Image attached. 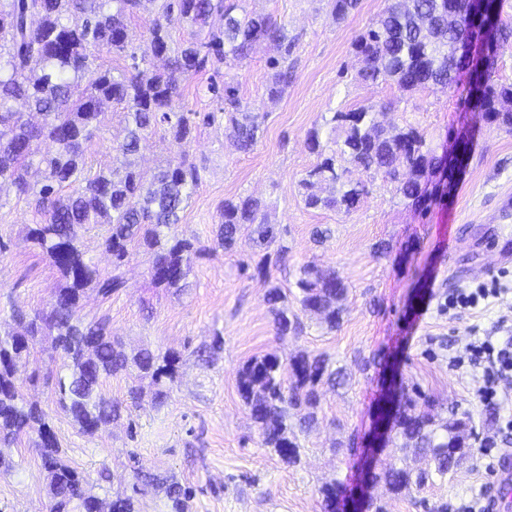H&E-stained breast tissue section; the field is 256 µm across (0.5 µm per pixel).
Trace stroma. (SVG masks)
<instances>
[{
	"mask_svg": "<svg viewBox=\"0 0 512 512\" xmlns=\"http://www.w3.org/2000/svg\"><path fill=\"white\" fill-rule=\"evenodd\" d=\"M389 0H359L336 19L331 0H245L247 9L271 14L293 42V80L269 99L271 63L279 50L261 43L233 69L208 66L184 84L182 111L197 125L190 157L205 172L173 234L201 246L186 288L154 285L148 257L131 249L122 267L123 288L104 297L87 289L80 315L106 321L127 354L180 355L168 398L154 403L151 378L136 369L105 380L104 397L121 403V416L94 433L81 432L58 404L60 361L52 339L39 337L16 368L27 402L42 408L64 462L88 477L102 505L133 496L136 512H172L163 481L190 491L185 512H325L321 489L336 483L352 490L361 480L362 454L370 442L372 409L384 379L398 367L407 391H420L440 418L467 419L469 442L479 448L484 434L512 419V388L499 405L472 401L480 369L451 367L474 336L499 335L500 320H512V262L503 263L509 292L488 307L461 313L445 304L449 292L489 279L512 223L498 210L512 198V131L494 123L478 126L472 152L455 182L443 168L422 180L426 204L413 206L381 179L350 211L309 209L300 182L316 163L308 148L313 129L329 131L334 113L374 106L383 125L418 128L439 160L448 156V133L464 125V89L428 88L400 93L387 84L359 83L355 40L388 6ZM234 83L247 107L265 116L263 133L251 152L230 145L222 103L207 91L210 80ZM215 122H206L208 113ZM253 196L266 205L278 232L275 243L253 248L240 236L232 250L215 246L221 209L228 199ZM34 221L25 200L0 195V329L12 326V308L47 309L61 275L27 237ZM333 270L346 286L338 327L302 310L296 282L303 268ZM279 286L283 306L297 314L298 335L279 340L267 301ZM209 348L199 358L200 348ZM307 352L324 356L346 382L320 386L312 427L299 434L300 460L284 464L266 448L238 387L239 372L251 359L274 353L282 359ZM35 433L21 435L1 450L13 461L0 472V512H47L48 476ZM494 473L478 456L448 478L419 492L395 497L384 487L371 496L387 512H425V503L448 504L490 496Z\"/></svg>",
	"mask_w": 512,
	"mask_h": 512,
	"instance_id": "stroma-1",
	"label": "stroma"
}]
</instances>
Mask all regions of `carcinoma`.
Listing matches in <instances>:
<instances>
[{
    "instance_id": "1",
    "label": "carcinoma",
    "mask_w": 512,
    "mask_h": 512,
    "mask_svg": "<svg viewBox=\"0 0 512 512\" xmlns=\"http://www.w3.org/2000/svg\"><path fill=\"white\" fill-rule=\"evenodd\" d=\"M144 0H0V191L11 188L28 200L40 222L28 235L46 253L64 283L55 289L50 309L17 313V329L0 336V443L23 433L37 435L44 470L50 477L49 512H71L80 501L84 512H95L98 498L87 480L66 465L46 414L24 401L14 367L30 351L36 337L54 335L53 349L62 353L66 373L56 381L62 409L78 428L91 432L118 416L120 405L99 393L102 379L134 366L160 384L173 378L179 357H156L148 350L130 357L112 341L100 322L79 316L84 290L94 288L109 297L123 286L120 267L129 246L150 256V276L156 285L180 289L202 249L189 241L169 238L165 231L178 223L179 214L202 180L201 169L188 160V152L170 160L151 178L138 168L136 156L146 135L161 127L166 136L189 148L196 125L176 111L181 83L201 72L213 56L226 65L247 59L258 42L280 49L281 59L269 85L271 99L281 97L292 78L288 67L291 44L284 25L272 16L249 12L240 0H154L156 14L147 27L151 53L165 57L161 70L142 66L129 49L128 21ZM501 0H487V14L478 20L470 13V0H392L375 24L354 42L364 66L358 77L365 83H386L401 93L441 86L454 90L460 72L467 76L464 109L472 121L498 122L512 129V85H497L491 69L456 55L461 36L479 41L488 14L501 17ZM190 25L194 37L178 45L171 31ZM129 56V67L117 72L95 64L101 50ZM223 103L231 123V146L248 153L262 132V116L252 112L230 82L208 87ZM124 105L123 138L113 142L117 166L92 171L88 147L106 131L103 106ZM330 133L333 146L322 143L319 130L308 137L317 162L302 179V200L311 209L357 207L365 191L361 181L348 178L354 167L371 178L397 183V191L415 205L423 202L421 179L435 166L424 135L414 127H385L374 122L372 109L336 112ZM50 141L56 149L42 154L39 144ZM45 166L44 183L32 184L29 169ZM327 183L340 184V196L319 192ZM265 205L251 196L224 201L216 243L232 248L241 229L258 246L275 241L276 232L264 212ZM94 224L112 255L113 271L102 275L85 259L80 232ZM304 310L317 313L328 327L339 325L346 296L336 271L302 277L296 282ZM275 334L298 333L296 315L275 310ZM343 372L332 370L325 358L300 353L283 362L269 353L246 363L239 373V388L262 443L285 464L299 459L296 435L288 430V410L316 406L318 387L342 385ZM418 401L403 395L394 425L404 439L402 451L428 459L425 470H415L401 459L374 474V480L399 496L420 491L433 478L451 472L447 448L461 438L466 423L460 418L438 419L417 409ZM174 512H184L188 492L179 484L167 487Z\"/></svg>"
}]
</instances>
